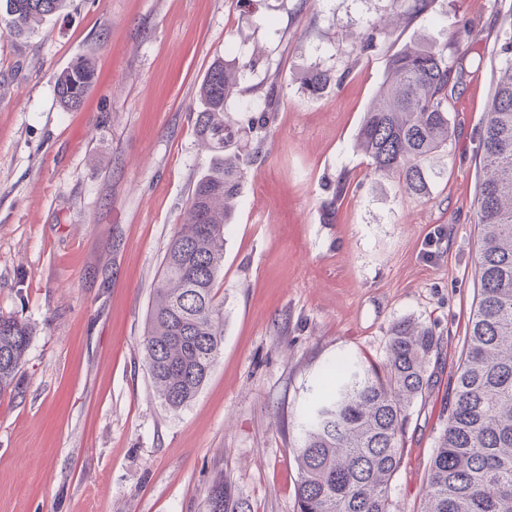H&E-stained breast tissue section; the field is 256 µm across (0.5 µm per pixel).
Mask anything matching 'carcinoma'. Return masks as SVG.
Segmentation results:
<instances>
[{"instance_id": "1", "label": "carcinoma", "mask_w": 512, "mask_h": 512, "mask_svg": "<svg viewBox=\"0 0 512 512\" xmlns=\"http://www.w3.org/2000/svg\"><path fill=\"white\" fill-rule=\"evenodd\" d=\"M66 0H0L8 35L22 39ZM255 61L217 60L198 90L196 134L212 152L192 187L184 221L163 259L147 331L141 341L159 398L179 410L197 395L223 345V303L216 283L224 271V227L244 184L264 159L263 144L280 99L269 83L262 106L232 124L224 106L239 94L240 72ZM448 61L433 48L406 45L390 57L383 82L365 112L356 147L371 175L429 196L430 161L448 147ZM94 80L85 59L56 81L66 110L82 107ZM334 80L309 72L305 88L319 95ZM478 152L482 227L480 293L464 359L448 387V416L429 466L421 512H512V62L499 68ZM32 341L29 324L0 316V395L19 388ZM438 340L426 325L396 323L385 361H339L313 394L295 448L297 512H392L390 486L400 467L414 402L431 386L428 367ZM208 512H245L219 477L207 492Z\"/></svg>"}]
</instances>
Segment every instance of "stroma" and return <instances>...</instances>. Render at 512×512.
Listing matches in <instances>:
<instances>
[{
    "mask_svg": "<svg viewBox=\"0 0 512 512\" xmlns=\"http://www.w3.org/2000/svg\"><path fill=\"white\" fill-rule=\"evenodd\" d=\"M67 0L28 38L0 33V313L34 335L0 397V512H207L215 478L250 512H296L300 424L322 370L383 363L390 330L432 328L433 384L410 409L392 512H419L477 301L478 137L512 0ZM405 14L372 49L371 21ZM448 57V149L430 196L370 175L355 148L390 55ZM252 56L233 120L276 80L267 158L224 233V343L185 407L154 393L140 341L167 245L208 163L197 91ZM90 58L66 111L57 77ZM315 67L334 80L309 95ZM340 197H333L336 185ZM334 211H327V202Z\"/></svg>",
    "mask_w": 512,
    "mask_h": 512,
    "instance_id": "stroma-1",
    "label": "stroma"
}]
</instances>
